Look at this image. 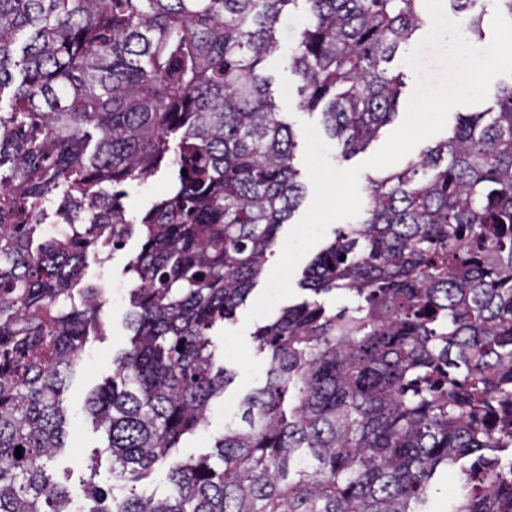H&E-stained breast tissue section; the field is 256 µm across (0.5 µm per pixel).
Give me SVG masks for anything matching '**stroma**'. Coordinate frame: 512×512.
Listing matches in <instances>:
<instances>
[{
	"mask_svg": "<svg viewBox=\"0 0 512 512\" xmlns=\"http://www.w3.org/2000/svg\"><path fill=\"white\" fill-rule=\"evenodd\" d=\"M305 16L304 6L299 5L290 9L283 20L280 44L264 63V73L270 81V93L277 104L279 117L289 124L298 136L303 133V123L311 122L318 125L322 122L320 113L301 107L300 80L290 66V58L305 22ZM140 246L139 236H132L123 250L110 254L103 263H91L86 271V283L101 288L103 292L104 306L101 316L105 323V335L100 339L89 340L65 393V403L72 425V448L64 465L70 471L69 486L74 498L77 499L82 496L81 481L87 475L86 459L93 449L104 445L102 433L94 430L85 410V398L103 377L111 374L113 355L127 344L126 318L129 304L126 288L132 285L133 280L125 268ZM245 394L240 380H233L225 389L223 396L213 402L206 426L183 442L179 450L180 455L197 456L209 452L212 438L223 433L228 422L224 415L225 406H238Z\"/></svg>",
	"mask_w": 512,
	"mask_h": 512,
	"instance_id": "obj_1",
	"label": "stroma"
}]
</instances>
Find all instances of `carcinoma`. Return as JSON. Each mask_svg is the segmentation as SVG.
Here are the masks:
<instances>
[{
    "label": "carcinoma",
    "instance_id": "obj_1",
    "mask_svg": "<svg viewBox=\"0 0 512 512\" xmlns=\"http://www.w3.org/2000/svg\"><path fill=\"white\" fill-rule=\"evenodd\" d=\"M300 1L291 65L345 159L396 114L388 64L427 24L424 0H0V512H75L49 464L73 368L102 336L85 270L135 233L128 346L85 408L120 480L166 466L172 489L108 498L98 451L81 512H431L448 473L444 512H512V82L369 179L366 218L305 281L351 303L259 328L264 379L215 439L218 462L171 461L234 378L210 332L304 196L263 71ZM448 4L476 42L494 6L512 19V0ZM163 167L170 192L133 223L122 186ZM50 207L60 237L43 235Z\"/></svg>",
    "mask_w": 512,
    "mask_h": 512
}]
</instances>
